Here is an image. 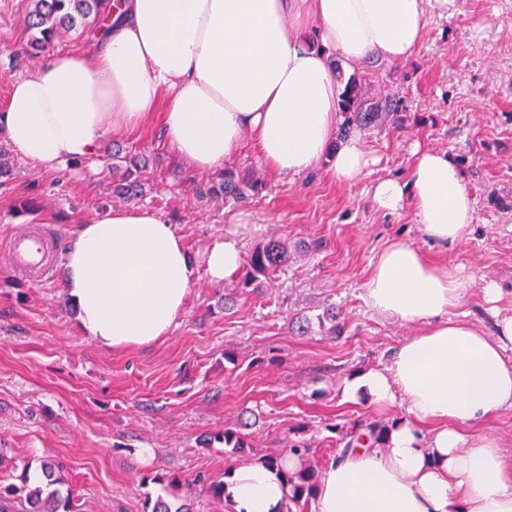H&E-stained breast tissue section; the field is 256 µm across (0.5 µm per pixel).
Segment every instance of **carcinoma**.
I'll return each mask as SVG.
<instances>
[{
    "label": "carcinoma",
    "instance_id": "carcinoma-1",
    "mask_svg": "<svg viewBox=\"0 0 512 512\" xmlns=\"http://www.w3.org/2000/svg\"><path fill=\"white\" fill-rule=\"evenodd\" d=\"M106 0H32V9L28 14L29 29L35 31L31 46L42 51L47 45L63 33L75 31L87 24L88 19L96 18L105 13ZM362 93L355 81H350L343 91L342 107L351 113L352 118L363 124L378 120L382 113L379 107L362 109ZM112 165L116 180L112 182V193L118 198L132 201L141 198L146 192L144 170L146 159L128 152L124 155L115 152ZM262 183L259 180L241 174L232 168L224 169L219 175L199 186V193L207 197H226L246 199L259 193ZM291 258L288 243L271 238L254 247L250 253L245 272L237 288L242 290L250 286L259 287L264 280L274 273L288 267ZM247 423L240 422L235 427L224 429L205 439L207 445L215 442L224 444L230 452L240 453L252 447L249 436L241 429ZM338 437L336 445L343 448H366L373 445L383 447L388 438L389 424L383 421H355L350 426L334 427ZM288 455L296 458L299 468L285 472L289 486L288 506L286 512L302 508L309 499L316 496L319 478V461L316 459L314 444L307 440H291L288 444ZM46 483L29 484V466H24L19 475L20 483L0 485V503L10 499L24 500L25 512H71V491L61 492L65 484L64 467L57 461H44L40 465Z\"/></svg>",
    "mask_w": 512,
    "mask_h": 512
}]
</instances>
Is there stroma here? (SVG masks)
<instances>
[{
  "instance_id": "1",
  "label": "stroma",
  "mask_w": 512,
  "mask_h": 512,
  "mask_svg": "<svg viewBox=\"0 0 512 512\" xmlns=\"http://www.w3.org/2000/svg\"><path fill=\"white\" fill-rule=\"evenodd\" d=\"M29 9L30 0H0V108L11 79L41 64L26 53ZM339 80L391 106L376 122L351 127L372 159L351 185L338 183L326 160L306 174L278 176L249 142L229 165L260 178L263 191L244 202L203 197L198 187L207 174L179 160L158 125L107 138L150 156L139 204L169 221L195 266L168 336L102 348L78 325L63 269L37 283L0 263V448L35 466L63 462L77 512H150L157 498H169L173 481L193 512H231L209 489L231 466L284 452L295 438L314 443L326 466L339 453L333 425L401 415L398 407L342 402L340 383L384 363L416 332L364 300L388 241L426 244L412 210L389 215L370 200L377 179L408 177L413 147L447 152L475 201L466 240L430 251L466 279L461 313L493 329L482 291L489 281L504 290L501 311L512 313V0H456L447 16L429 19L413 56L370 61ZM12 161L11 176L0 178V244L37 220L68 240L79 224L120 204L111 157L96 173L79 165L46 171L17 155ZM27 198L37 210L17 214ZM224 236L236 238L245 255L282 239L294 256L284 273L241 292L235 279L214 284L205 271L206 250ZM331 304L345 323L339 337L322 319ZM305 318L309 332H293ZM246 409L256 416L251 448L231 454L223 444L205 445Z\"/></svg>"
}]
</instances>
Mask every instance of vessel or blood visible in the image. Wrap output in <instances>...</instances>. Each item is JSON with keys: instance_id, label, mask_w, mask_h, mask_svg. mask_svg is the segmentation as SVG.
I'll list each match as a JSON object with an SVG mask.
<instances>
[{"instance_id": "obj_1", "label": "vessel or blood", "mask_w": 512, "mask_h": 512, "mask_svg": "<svg viewBox=\"0 0 512 512\" xmlns=\"http://www.w3.org/2000/svg\"><path fill=\"white\" fill-rule=\"evenodd\" d=\"M62 251V240L50 224H34L14 232L0 246V260L36 280L51 278Z\"/></svg>"}]
</instances>
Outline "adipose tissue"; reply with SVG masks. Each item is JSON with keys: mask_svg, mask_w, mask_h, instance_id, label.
Segmentation results:
<instances>
[{"mask_svg": "<svg viewBox=\"0 0 512 512\" xmlns=\"http://www.w3.org/2000/svg\"><path fill=\"white\" fill-rule=\"evenodd\" d=\"M455 0H121L107 35L55 52L10 84L0 136L49 171L96 170L108 135L159 120L198 172L223 169L246 139L265 166L302 175L329 159L338 183L357 182L370 157L337 141L338 70L370 57L408 59L429 13ZM374 207L412 206L433 244L464 241L474 199L446 153L418 149L408 179H380ZM234 238L214 241L206 272L220 284L241 269ZM67 295L85 336L123 350L170 333L194 280L171 225L150 208H110L81 224L63 260ZM467 283L411 242H388L364 284L377 313L419 326L381 366L346 378L343 400L404 408L386 447L348 451L319 478L317 512H512V456L479 432L512 408V315L495 333L452 317ZM232 512H285L288 488L261 463L225 477Z\"/></svg>", "mask_w": 512, "mask_h": 512, "instance_id": "adipose-tissue-1", "label": "adipose tissue"}]
</instances>
